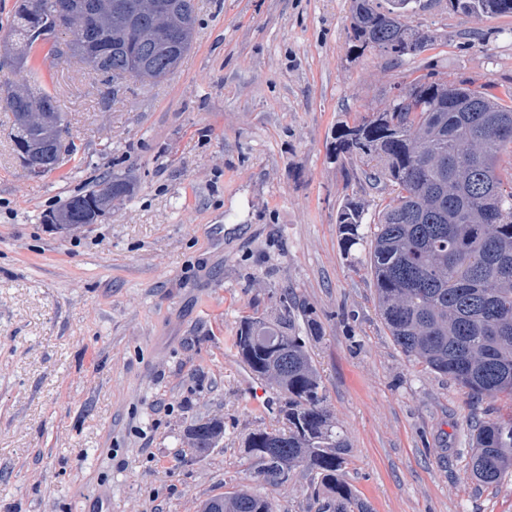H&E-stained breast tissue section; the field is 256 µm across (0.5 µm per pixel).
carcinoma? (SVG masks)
<instances>
[{"label":"carcinoma","instance_id":"1","mask_svg":"<svg viewBox=\"0 0 512 512\" xmlns=\"http://www.w3.org/2000/svg\"><path fill=\"white\" fill-rule=\"evenodd\" d=\"M58 0H42L36 14L18 7L19 36L32 48L34 27L45 39L69 36L75 47L103 49L112 70H100L74 52L99 78L106 93L115 81L138 77L161 81L171 75L191 50L196 12L184 0H158L167 12L185 18L188 36L178 42L143 41L157 17L139 8L140 0H115L117 14L95 30L75 24L58 30ZM412 0H392L386 10L374 0H353L354 51H377L392 60L420 53L422 40L432 38L407 22ZM448 8L465 14H512V0H448ZM409 90L417 112H372L336 131V160L353 157L373 162L364 171L372 184L391 182L395 195L370 218L367 267L378 310L395 344L429 370L454 380L477 396L512 397V184L504 181L503 155H512V94L504 100L476 89L466 79L448 81L428 72ZM458 86L448 99V84ZM7 105L13 115L14 145L37 129L18 121L27 98L13 90ZM112 188L121 204L134 190L127 178L104 175L97 187L70 197L59 214L78 224L97 221L101 187ZM365 217L361 203L347 200L336 223L346 246L360 240ZM254 318L241 322L236 347L258 377L288 394L281 409L288 430L273 432L277 446L252 459L270 485L285 483L294 467L304 468L326 497L315 494L316 512H369L342 480L348 443L322 408L320 378L305 341L298 336L291 310L257 331ZM224 422L211 418L187 430L191 447L205 452L223 437ZM470 466L477 481L498 484L512 471V417L478 420L471 432ZM224 501V512H269L265 496L241 489L213 496L199 510Z\"/></svg>","mask_w":512,"mask_h":512}]
</instances>
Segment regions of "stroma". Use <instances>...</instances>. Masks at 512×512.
<instances>
[{
  "mask_svg": "<svg viewBox=\"0 0 512 512\" xmlns=\"http://www.w3.org/2000/svg\"><path fill=\"white\" fill-rule=\"evenodd\" d=\"M193 47L166 79L105 95L72 58L34 47L0 85L41 82L67 117L73 155L27 174L0 97V512H197L240 488L275 512H309L310 478L267 484L245 452L278 430L284 396L236 345L241 320H276L293 291L324 406L349 445L343 479L371 512H512V473L480 485L472 415L512 414L426 369L394 344L366 267L345 249L346 199L373 214L366 159L337 162L335 133L386 108L435 69L497 96L512 90V14L467 16L417 0L429 50L388 62L356 54L352 0H196ZM134 192L93 224L49 217L100 177ZM221 418L206 454L184 431Z\"/></svg>",
  "mask_w": 512,
  "mask_h": 512,
  "instance_id": "stroma-1",
  "label": "stroma"
}]
</instances>
